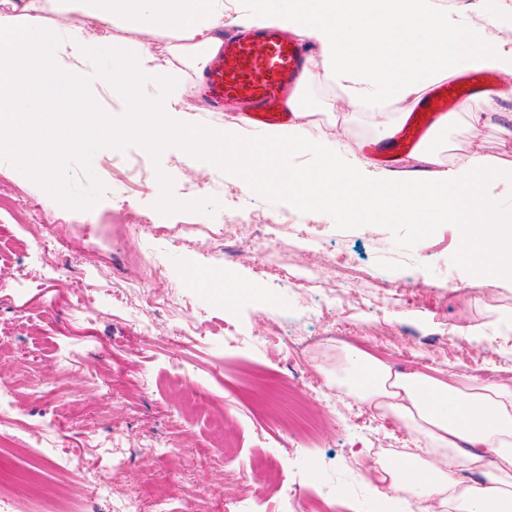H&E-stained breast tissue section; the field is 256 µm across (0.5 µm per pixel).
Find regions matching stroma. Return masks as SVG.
<instances>
[{
  "label": "stroma",
  "instance_id": "1",
  "mask_svg": "<svg viewBox=\"0 0 512 512\" xmlns=\"http://www.w3.org/2000/svg\"><path fill=\"white\" fill-rule=\"evenodd\" d=\"M311 109L307 128L333 140L348 154L366 152L383 129L376 112L351 115L339 90L315 78L304 89ZM512 98L499 102L485 124L458 123L449 128L441 160L477 149L512 162ZM85 150L61 160L59 177L70 205L49 201L42 187L9 161L0 162V198L20 200L37 219L20 223L0 213V379L15 382L14 432L0 433V455L15 477L0 494V506L15 512L38 482L40 500L57 507L70 486H88L93 473L112 478L111 494L92 500V512H116L119 500L137 495L142 512H224L229 500L242 497L243 474L259 458L273 461L279 480L296 492L308 512L342 501L348 512H412L411 495L385 510L384 497L368 472L350 474L348 464L366 460L382 443L414 447L397 424H373V411L334 388L327 377L342 359V342L333 340L336 323L313 316L300 303L285 276L312 269L329 282L333 258L348 255L365 281L383 278L389 306L355 305L352 334L375 330L398 336L422 350H438L455 339L440 371L512 378V347L495 344L498 328L487 309L468 304L480 290L512 313V281L481 278L460 256L452 225L425 235L411 224H346L332 211L298 207L287 192H244L230 173L201 170L181 152L154 154L137 139L113 147L94 171L85 167ZM132 157L144 158L153 176L149 188L135 192L112 182V167ZM196 191H188V183ZM178 200L164 207L161 196ZM93 208H85V201ZM126 207L132 222L149 217L183 238L176 246L144 229L116 233L112 213ZM274 220L289 216L308 225L309 241L281 229L279 242L266 255L267 272L255 271L239 240L225 239L224 227L238 217ZM52 240L54 248L31 258L35 242ZM158 267L155 292L161 302L152 312V329L141 336L130 300L139 279ZM229 272L259 285L258 291L224 304L212 289L193 281V271ZM91 285L95 305L80 312L79 284ZM206 313L210 331L180 342L172 331L184 322L183 308ZM289 319L309 335L322 337L316 365L298 367L289 356L271 357L252 337ZM472 326L470 341L454 327ZM243 331L245 340L224 343L225 327ZM288 381L291 403L319 410L335 393L334 417L306 443L299 429L268 421L267 441L257 444V423L250 400L266 379ZM194 386L207 397L196 407L186 396ZM224 420L216 434L210 420Z\"/></svg>",
  "mask_w": 512,
  "mask_h": 512
}]
</instances>
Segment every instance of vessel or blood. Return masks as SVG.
I'll use <instances>...</instances> for the list:
<instances>
[{"label":"vessel or blood","instance_id":"vessel-or-blood-1","mask_svg":"<svg viewBox=\"0 0 512 512\" xmlns=\"http://www.w3.org/2000/svg\"><path fill=\"white\" fill-rule=\"evenodd\" d=\"M310 52V44L285 37L272 28L228 32L223 52L211 61L203 76L207 95L219 109L228 102L249 104L256 132L282 125L291 118L284 107L286 95L302 79ZM491 85L490 78L466 71L440 86L386 141L380 156L388 160L411 154L423 144L441 115L461 99Z\"/></svg>","mask_w":512,"mask_h":512}]
</instances>
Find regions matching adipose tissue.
Instances as JSON below:
<instances>
[{"label": "adipose tissue", "mask_w": 512, "mask_h": 512, "mask_svg": "<svg viewBox=\"0 0 512 512\" xmlns=\"http://www.w3.org/2000/svg\"><path fill=\"white\" fill-rule=\"evenodd\" d=\"M498 29L465 24L443 0H291L288 10L270 0H0V158L23 166L53 202L58 161L82 143L78 128L53 119L56 105L45 93L54 81L92 83L103 97L126 96L133 118L121 122L98 111L101 134L95 148L134 137L145 150L178 148L204 169L232 170L246 192L287 188L303 206L336 211L343 221L362 217L384 223L432 228L456 225L461 239L478 237L488 252L463 254L489 280L512 279V209L500 208L493 191L512 184V164L480 151L438 164L432 144L414 159L426 176L371 169L330 140L305 132L309 109L302 95L287 101L294 123L253 139L247 118L209 125L198 116L193 92L179 85L172 61L202 75L224 47L226 24L265 25L312 40L317 53L310 73L322 74L345 95L352 112H385V135L404 120L397 103L418 106L438 84L460 70L495 71L510 77L502 90L463 100L440 119L444 130L458 122L483 123L499 100L512 97V10L499 0H480ZM71 15L69 27L56 23ZM126 32V48L115 70L102 74L91 61ZM169 40L171 62L161 61L156 40ZM311 157V164L283 169L285 155ZM336 382L360 403L390 417L415 442V450L378 457L370 469L383 491H407L423 512H512V379L440 378L401 371L374 355L349 348Z\"/></svg>", "instance_id": "obj_1"}]
</instances>
